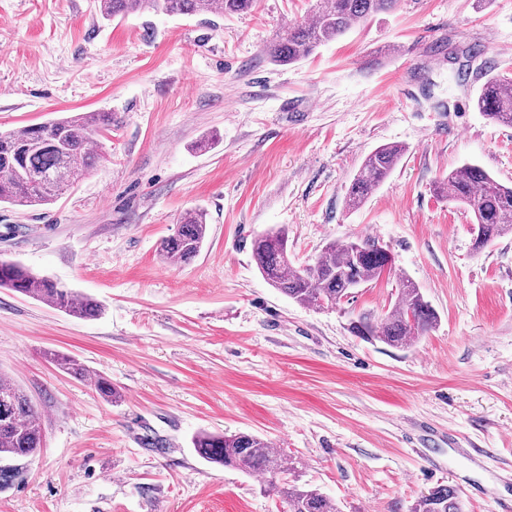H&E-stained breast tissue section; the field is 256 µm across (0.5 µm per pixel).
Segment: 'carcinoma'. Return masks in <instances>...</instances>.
Listing matches in <instances>:
<instances>
[{"label": "carcinoma", "mask_w": 512, "mask_h": 512, "mask_svg": "<svg viewBox=\"0 0 512 512\" xmlns=\"http://www.w3.org/2000/svg\"><path fill=\"white\" fill-rule=\"evenodd\" d=\"M396 2L315 0L310 19L289 25L266 53L274 63L293 64L353 26L392 10ZM256 5L257 0H98L106 19L146 9L167 15H223L248 12ZM476 105L487 119L512 125V77L490 76ZM111 126L110 112H78L0 133V203L36 207L58 200L94 166L99 159L94 144ZM402 155L403 149L396 145H382L368 153L348 189L347 206L360 207L390 176ZM436 190L472 212L476 249L512 232V185L500 183L480 166L467 163L458 167L438 182ZM206 233V212L192 210L176 234L161 243L160 255L170 263L187 262L201 251ZM252 256L272 287L301 305L316 308L333 307L351 294L352 285L363 286L395 271L392 254L369 238L330 242L313 265L301 268L288 256V229L284 227L255 237ZM397 284L398 302L381 317L359 315L350 324L355 335L401 348L436 325L437 312L420 288L404 275L398 276ZM0 288L33 297L78 318L102 313L101 305L92 298L10 260H0ZM50 358L76 378L88 374L82 364L68 356L52 353ZM41 437V417L28 395L12 380L0 377L1 483L16 477L18 470L12 462L33 456ZM191 444L209 463L269 478L288 512H337L319 489L288 483L284 479L290 471L287 459L261 436L202 430L192 436ZM413 512H462V507L456 489L439 485L417 501Z\"/></svg>", "instance_id": "carcinoma-1"}]
</instances>
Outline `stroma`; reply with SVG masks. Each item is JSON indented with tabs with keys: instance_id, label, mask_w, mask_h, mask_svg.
I'll return each instance as SVG.
<instances>
[{
	"instance_id": "35a3bbf8",
	"label": "stroma",
	"mask_w": 512,
	"mask_h": 512,
	"mask_svg": "<svg viewBox=\"0 0 512 512\" xmlns=\"http://www.w3.org/2000/svg\"><path fill=\"white\" fill-rule=\"evenodd\" d=\"M311 8L107 20L97 0H0V132L112 115L78 185L37 209L0 206V259L104 308L79 319L0 288V374L43 423L0 512H287L263 476L200 458L201 430L266 438L290 483L339 512H411L461 479L487 490L462 496L463 512L512 504V234L475 250L471 212L434 191L466 163L512 184V127L475 106L489 74H512V0H397L296 63L271 62L266 46ZM384 144L403 147L400 162L348 208ZM198 208L201 251L164 262L161 242ZM277 226L294 264L369 238L396 271L337 307L300 305L252 258ZM400 273L436 326L405 348L354 336L352 319L392 307Z\"/></svg>"
}]
</instances>
